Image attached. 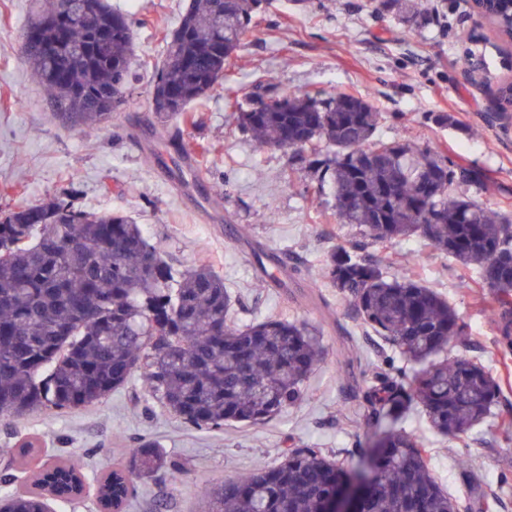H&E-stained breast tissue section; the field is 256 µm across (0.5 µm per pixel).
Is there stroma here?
I'll return each mask as SVG.
<instances>
[{
    "label": "stroma",
    "instance_id": "obj_1",
    "mask_svg": "<svg viewBox=\"0 0 512 512\" xmlns=\"http://www.w3.org/2000/svg\"><path fill=\"white\" fill-rule=\"evenodd\" d=\"M139 17L134 28L137 66L131 94L92 136L54 119L19 49L27 0H0V208L20 207L73 187L76 205L95 213L136 215L145 235L177 268L211 264L236 298L242 322L283 317L315 328L326 348L298 407L268 423L232 424L214 432L189 427L145 398L140 376L96 405L59 413H31L0 423V475L14 473L12 491L33 488L42 463L76 464L86 494L64 512H98L99 477L127 462L137 440L159 441L185 462L183 475L138 481L124 512H201L202 487L280 461L293 440L347 457L355 438L377 432L358 398L365 362L386 348L365 333L348 299L322 277L327 253L361 238L358 228L330 217L332 198L320 172L296 164L291 152L271 150L243 132L226 89L247 93L264 75L279 87L327 97L339 91L369 98L384 120L380 132L430 146L457 163L485 172L481 200L512 214V113L489 110L493 91L512 78V45L490 25L475 26L473 0H416L425 20L409 38L396 8L385 0H271L237 52L234 66L208 97L191 104L196 126L185 137L210 147L211 189L200 195L193 171L166 152L151 111V74L143 61L164 52L162 29L175 28L189 0H110ZM455 123L441 126L435 115ZM279 255L275 278L254 257ZM365 257L388 269L413 265L416 275L455 307L468 324L466 344L453 354L481 361L499 378L503 395L492 425L461 439L434 433L418 411L403 422L429 449L436 476L449 493H466L458 460L481 463L478 490L490 512H512V353L498 333L474 275L415 238L368 243ZM32 441L30 452L21 445Z\"/></svg>",
    "mask_w": 512,
    "mask_h": 512
}]
</instances>
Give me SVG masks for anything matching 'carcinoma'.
<instances>
[{
	"mask_svg": "<svg viewBox=\"0 0 512 512\" xmlns=\"http://www.w3.org/2000/svg\"><path fill=\"white\" fill-rule=\"evenodd\" d=\"M267 0H190L178 28L164 34L152 110L168 120L163 140L174 153L207 166L208 150L186 142L187 107L224 80L253 19ZM501 34L512 36V0H489ZM134 18L108 0L31 6L19 42L60 121L92 133L125 103L132 82ZM243 130L264 147L326 167L332 215L375 242L416 237L477 274L491 295L498 346L512 351V216L468 194L482 171L431 148L383 140L382 113L345 91L328 98L279 90L228 98ZM324 276L346 295L360 325L388 342L368 363L361 398L370 419L386 420L373 478L359 512H460L461 501L434 476L428 451L396 424L417 408L429 427L460 439L495 414L502 386L480 362L448 354L468 324L409 268L388 273L379 262L338 245ZM224 277L206 264L176 269L124 212L92 213L65 189L52 199L0 209V420L88 407L139 371L145 394L181 422L221 430L258 425L308 397L322 360V339L285 318L237 323ZM127 465L98 483L107 509H118L135 481L181 474L155 441H138ZM298 443L274 465L204 488L207 512H326L359 466ZM0 508L50 512L48 491L69 504L84 484L73 468L44 469L39 490L7 492ZM465 512H487L469 498Z\"/></svg>",
	"mask_w": 512,
	"mask_h": 512,
	"instance_id": "1",
	"label": "carcinoma"
}]
</instances>
